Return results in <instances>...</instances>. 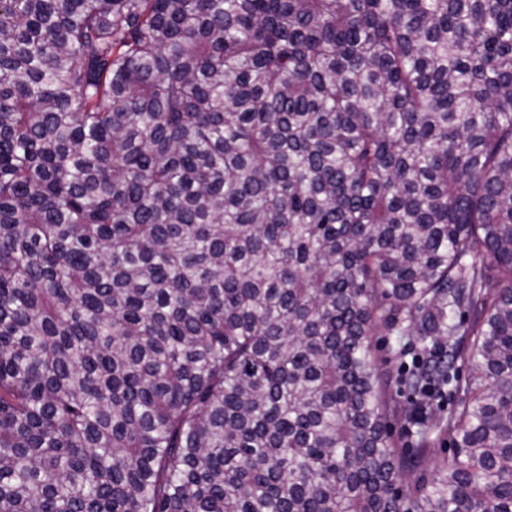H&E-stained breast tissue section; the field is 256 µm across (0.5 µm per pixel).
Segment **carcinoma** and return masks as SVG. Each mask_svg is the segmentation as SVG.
Listing matches in <instances>:
<instances>
[{
    "mask_svg": "<svg viewBox=\"0 0 512 512\" xmlns=\"http://www.w3.org/2000/svg\"><path fill=\"white\" fill-rule=\"evenodd\" d=\"M0 512H512V0H0ZM375 351L379 361L383 367L391 373L393 382L392 391L401 405H408V394L398 393L394 377L400 363L404 360L410 363L411 355L405 356L406 353H415L414 346L407 337L399 339L398 336H387L385 332H381L378 336H374ZM406 423L398 420L395 416L388 417V431L390 432L392 439L397 448L404 451L405 453L411 454L418 447L417 436L415 434L416 428H412L413 433L407 434L405 432L404 425ZM453 445L448 435L439 438H433L428 445V454L425 463L414 474L408 475L404 481V491L409 493L413 491V484L419 479H427L431 473L432 463L435 459L448 456L453 452Z\"/></svg>",
    "mask_w": 512,
    "mask_h": 512,
    "instance_id": "1",
    "label": "carcinoma"
}]
</instances>
